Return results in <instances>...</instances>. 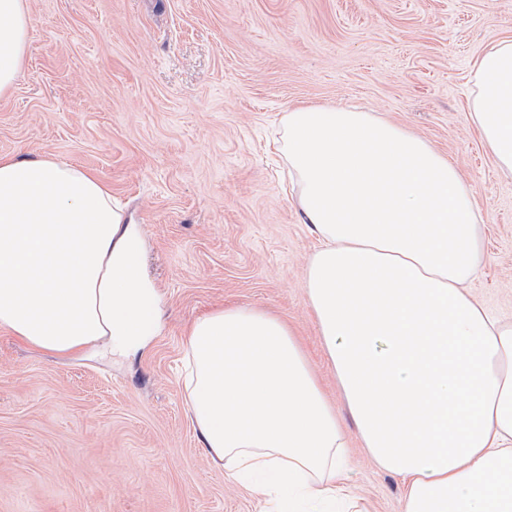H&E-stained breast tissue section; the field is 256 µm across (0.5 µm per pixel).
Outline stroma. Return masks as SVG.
Listing matches in <instances>:
<instances>
[{
  "mask_svg": "<svg viewBox=\"0 0 512 512\" xmlns=\"http://www.w3.org/2000/svg\"><path fill=\"white\" fill-rule=\"evenodd\" d=\"M0 96V154L96 173L147 238L164 331L134 357L61 360L0 331V512H266L214 466L188 415L184 326L217 307L288 320L344 427L354 491L403 512L362 446L304 285L318 246L268 141L288 111L352 105L448 157L476 189L470 284L512 323V177L470 119L468 72L512 38V0H28Z\"/></svg>",
  "mask_w": 512,
  "mask_h": 512,
  "instance_id": "stroma-1",
  "label": "stroma"
}]
</instances>
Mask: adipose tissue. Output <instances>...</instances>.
I'll return each mask as SVG.
<instances>
[{
    "mask_svg": "<svg viewBox=\"0 0 512 512\" xmlns=\"http://www.w3.org/2000/svg\"><path fill=\"white\" fill-rule=\"evenodd\" d=\"M0 0V93L29 41ZM472 120L512 174V39L472 65ZM278 149L321 242L305 270L319 334L404 512H512V324L466 285L481 263L475 187L425 140L371 113L289 111ZM143 225L89 170L0 154V331L68 359L135 355L161 335ZM186 404L207 455L272 512H365L347 436L283 319L222 307L185 331Z\"/></svg>",
    "mask_w": 512,
    "mask_h": 512,
    "instance_id": "ef3b65f1",
    "label": "adipose tissue"
}]
</instances>
